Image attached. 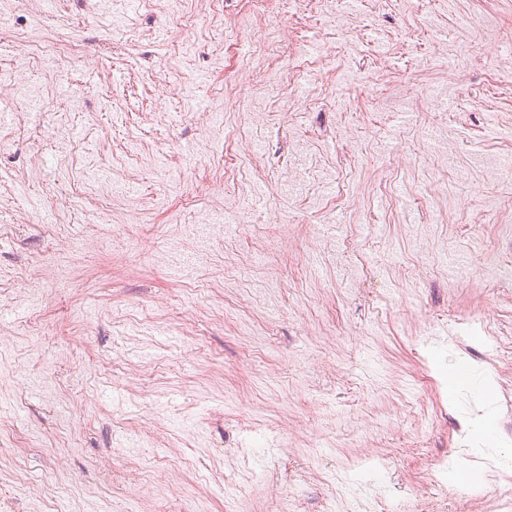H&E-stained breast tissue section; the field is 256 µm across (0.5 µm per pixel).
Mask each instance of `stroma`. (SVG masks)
<instances>
[{
    "label": "stroma",
    "instance_id": "obj_1",
    "mask_svg": "<svg viewBox=\"0 0 512 512\" xmlns=\"http://www.w3.org/2000/svg\"><path fill=\"white\" fill-rule=\"evenodd\" d=\"M222 2L237 27L198 0H124L121 21L0 0V29L99 59L0 40V73L45 98L40 131L0 134V497L512 512V0H288L311 61L284 127L287 90L244 80L266 62L252 0ZM60 193L67 222L41 223ZM208 215L247 236H198ZM41 370L48 391L23 385ZM446 463L480 473L433 482ZM8 36L10 38L14 37L19 42L25 43V45L28 47L29 61L32 60L38 62L39 60H44L46 56L52 54L83 56L81 49L72 45H67V41L57 43L50 40H45L44 44L42 39L32 33L13 30H8Z\"/></svg>",
    "mask_w": 512,
    "mask_h": 512
}]
</instances>
